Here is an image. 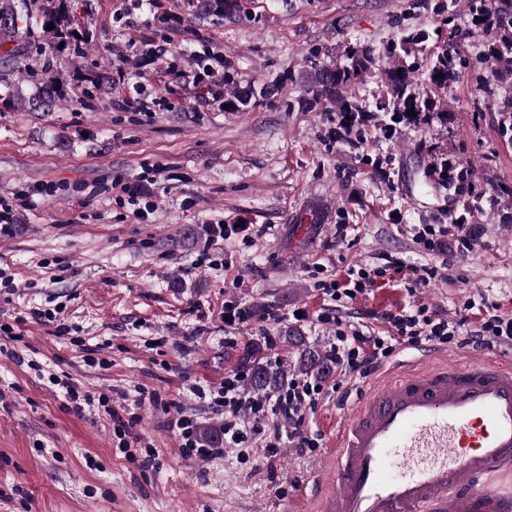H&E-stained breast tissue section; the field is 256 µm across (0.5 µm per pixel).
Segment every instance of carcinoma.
Returning <instances> with one entry per match:
<instances>
[{
    "instance_id": "carcinoma-1",
    "label": "carcinoma",
    "mask_w": 512,
    "mask_h": 512,
    "mask_svg": "<svg viewBox=\"0 0 512 512\" xmlns=\"http://www.w3.org/2000/svg\"><path fill=\"white\" fill-rule=\"evenodd\" d=\"M36 0H0V64L14 58L23 41L24 31L18 22L29 16V6ZM214 11L226 18H232L240 9L239 0H206ZM468 14L473 26L491 35L484 52V60L490 64L493 75L498 78H512V0H466ZM42 32L45 40L53 43L63 35L65 17L57 0H41ZM453 14L441 15L432 29H414L403 35L399 41L388 43L382 53L363 47L345 50L344 60L335 70L326 64L311 63L306 74V97L302 103L310 109L327 101L336 107L339 117L337 137L360 129L375 119V113L389 115L392 124H415L432 120L448 122V102L440 91L448 88L457 77L466 60L443 38ZM54 28H47V24ZM436 41L440 50L425 58L426 64L419 63V54L427 49V43ZM383 61L386 67L381 72L383 92L374 107L359 103L348 95V91L371 74L377 63ZM224 87L227 104L246 107L257 93L265 94L269 86L261 89L251 83H242L233 73L224 72ZM498 124L503 133H512V97L500 102L497 108ZM285 346L297 353L295 372L316 374L323 368V359L318 351L310 349L302 337L285 332L281 337ZM244 364L250 365L246 379L247 389L257 393L273 391L279 372L256 362V350L243 354Z\"/></svg>"
}]
</instances>
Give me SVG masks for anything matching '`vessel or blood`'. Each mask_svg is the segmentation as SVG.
Returning <instances> with one entry per match:
<instances>
[{"label":"vessel or blood","instance_id":"vessel-or-blood-1","mask_svg":"<svg viewBox=\"0 0 512 512\" xmlns=\"http://www.w3.org/2000/svg\"><path fill=\"white\" fill-rule=\"evenodd\" d=\"M329 210L314 198L289 218L307 251ZM512 363L409 368L371 388L343 420L317 512H512Z\"/></svg>","mask_w":512,"mask_h":512}]
</instances>
